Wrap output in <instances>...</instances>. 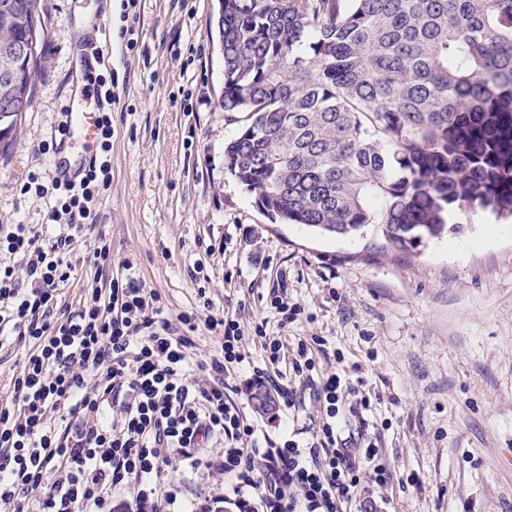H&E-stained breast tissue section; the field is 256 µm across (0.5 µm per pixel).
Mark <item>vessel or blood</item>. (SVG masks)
Instances as JSON below:
<instances>
[{
  "label": "vessel or blood",
  "mask_w": 512,
  "mask_h": 512,
  "mask_svg": "<svg viewBox=\"0 0 512 512\" xmlns=\"http://www.w3.org/2000/svg\"><path fill=\"white\" fill-rule=\"evenodd\" d=\"M89 99L86 93L71 94L66 98L63 117L67 134L63 147L68 154L55 164V176L64 182H79L95 154L98 128L92 113L86 110Z\"/></svg>",
  "instance_id": "obj_1"
}]
</instances>
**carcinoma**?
Segmentation results:
<instances>
[{
    "mask_svg": "<svg viewBox=\"0 0 512 512\" xmlns=\"http://www.w3.org/2000/svg\"><path fill=\"white\" fill-rule=\"evenodd\" d=\"M37 0H0V155L33 101ZM227 173L261 208L408 251L512 217V0H224ZM34 52L17 59L25 38Z\"/></svg>",
    "mask_w": 512,
    "mask_h": 512,
    "instance_id": "obj_1",
    "label": "carcinoma"
}]
</instances>
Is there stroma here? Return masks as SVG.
<instances>
[{"mask_svg":"<svg viewBox=\"0 0 512 512\" xmlns=\"http://www.w3.org/2000/svg\"><path fill=\"white\" fill-rule=\"evenodd\" d=\"M218 0H136L133 50L119 52L112 102V186L69 259L61 307L133 274L161 295L169 318L199 310L266 320L289 347L313 346L314 379L338 372L373 399L365 430L394 475L388 512H512V221L453 215L459 231L402 253L379 230L343 237L284 224L224 169V147L245 124L223 106ZM121 0H40L46 61L14 150L0 156V225L43 224L44 202L22 196L30 173L51 176L40 152L81 72L72 57ZM107 243L112 259L95 264ZM286 290L303 313L279 329L270 307ZM295 408L254 416L259 439L285 427L310 439L319 405L296 383Z\"/></svg>","mask_w":512,"mask_h":512,"instance_id":"35a3bbf8","label":"stroma"}]
</instances>
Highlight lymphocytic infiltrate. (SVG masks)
<instances>
[{
    "label": "lymphocytic infiltrate",
    "instance_id": "1",
    "mask_svg": "<svg viewBox=\"0 0 512 512\" xmlns=\"http://www.w3.org/2000/svg\"><path fill=\"white\" fill-rule=\"evenodd\" d=\"M99 159L79 185L29 176L22 194L49 202L44 237L33 224L0 226V247L26 256L23 274L0 267V341L28 347L0 407V505L11 512H176L183 478L207 465L209 444L223 439L218 469L236 512H343L358 504L376 512V497L392 487L393 472L378 460L365 433L344 434L371 399L337 373L315 389L317 430L299 441L288 432L266 448L248 419L236 369L247 340L258 341L268 370L303 377L315 368L306 343L288 355L266 322L247 327L234 317L169 319L161 296L128 276L108 295H92L73 316L54 317L74 269L67 261L95 220L94 207L112 182V115L100 112ZM206 329L215 346L192 361L193 337ZM202 379H195V372Z\"/></svg>",
    "mask_w": 512,
    "mask_h": 512
}]
</instances>
